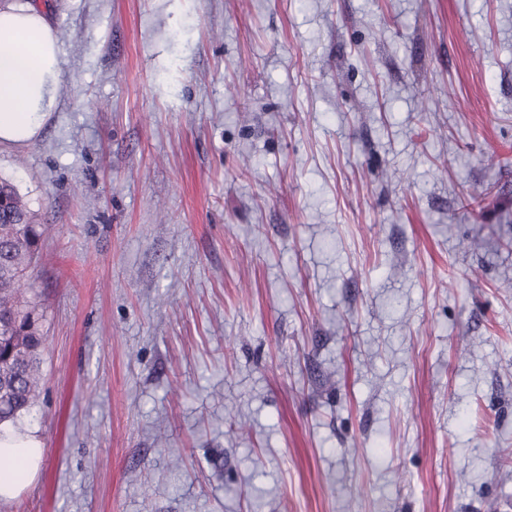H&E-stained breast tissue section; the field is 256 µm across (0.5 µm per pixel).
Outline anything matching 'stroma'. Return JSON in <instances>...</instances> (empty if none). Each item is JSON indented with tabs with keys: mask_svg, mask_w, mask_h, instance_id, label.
I'll return each mask as SVG.
<instances>
[{
	"mask_svg": "<svg viewBox=\"0 0 512 512\" xmlns=\"http://www.w3.org/2000/svg\"><path fill=\"white\" fill-rule=\"evenodd\" d=\"M42 2L0 512H512V0ZM0 499L30 484L43 460L31 432L14 425L39 398L42 315L30 294L42 231L16 187L0 180ZM10 424V425H7ZM7 425V426H2Z\"/></svg>",
	"mask_w": 512,
	"mask_h": 512,
	"instance_id": "35a3bbf8",
	"label": "stroma"
}]
</instances>
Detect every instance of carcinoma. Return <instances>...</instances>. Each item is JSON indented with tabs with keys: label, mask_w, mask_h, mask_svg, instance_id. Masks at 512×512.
<instances>
[{
	"label": "carcinoma",
	"mask_w": 512,
	"mask_h": 512,
	"mask_svg": "<svg viewBox=\"0 0 512 512\" xmlns=\"http://www.w3.org/2000/svg\"><path fill=\"white\" fill-rule=\"evenodd\" d=\"M0 425L32 413L39 398L42 315L30 294L42 231L16 187L0 180Z\"/></svg>",
	"instance_id": "carcinoma-1"
}]
</instances>
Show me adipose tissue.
<instances>
[{"mask_svg":"<svg viewBox=\"0 0 512 512\" xmlns=\"http://www.w3.org/2000/svg\"><path fill=\"white\" fill-rule=\"evenodd\" d=\"M61 64L56 30L39 0H15L0 10V145L37 137L56 105ZM42 460L33 433L1 427L0 499L30 484Z\"/></svg>","mask_w":512,"mask_h":512,"instance_id":"obj_1","label":"adipose tissue"}]
</instances>
